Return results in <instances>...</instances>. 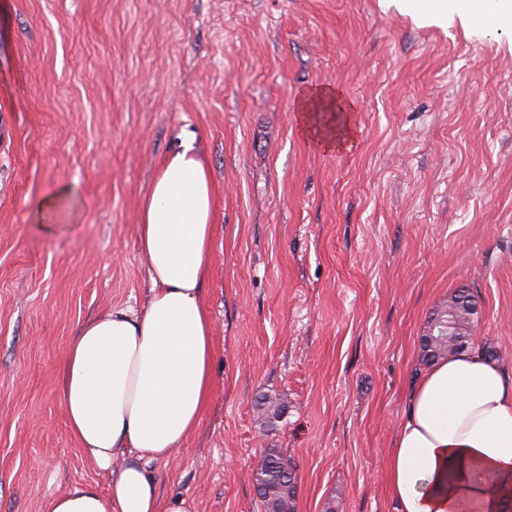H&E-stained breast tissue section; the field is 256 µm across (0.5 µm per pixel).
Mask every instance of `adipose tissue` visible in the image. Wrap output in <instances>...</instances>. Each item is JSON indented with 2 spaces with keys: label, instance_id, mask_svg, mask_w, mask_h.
<instances>
[{
  "label": "adipose tissue",
  "instance_id": "obj_1",
  "mask_svg": "<svg viewBox=\"0 0 512 512\" xmlns=\"http://www.w3.org/2000/svg\"><path fill=\"white\" fill-rule=\"evenodd\" d=\"M413 19L472 33L483 23L512 36V0H387ZM334 89L298 107L328 149L344 148L348 120L322 130ZM216 210L194 132L180 135L153 177L137 241L150 283L143 306H115L81 324L60 372L63 406L79 450L112 472L108 491L76 485L48 512H191L163 497L157 463L195 435L212 394L216 338L203 283L211 269ZM123 456L119 468L114 457ZM396 512H512V376L473 350L437 361L419 378L386 463Z\"/></svg>",
  "mask_w": 512,
  "mask_h": 512
}]
</instances>
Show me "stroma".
Segmentation results:
<instances>
[{
	"label": "stroma",
	"instance_id": "1",
	"mask_svg": "<svg viewBox=\"0 0 512 512\" xmlns=\"http://www.w3.org/2000/svg\"><path fill=\"white\" fill-rule=\"evenodd\" d=\"M322 86L354 108L340 151L298 109ZM185 130L214 187L218 351L161 494L263 512L275 448L295 512H394L385 460L456 290L512 374V51L380 0H0V512L112 480L59 369L85 320L145 301L140 203ZM255 488L264 512H294L295 467L274 449L255 473Z\"/></svg>",
	"mask_w": 512,
	"mask_h": 512
}]
</instances>
